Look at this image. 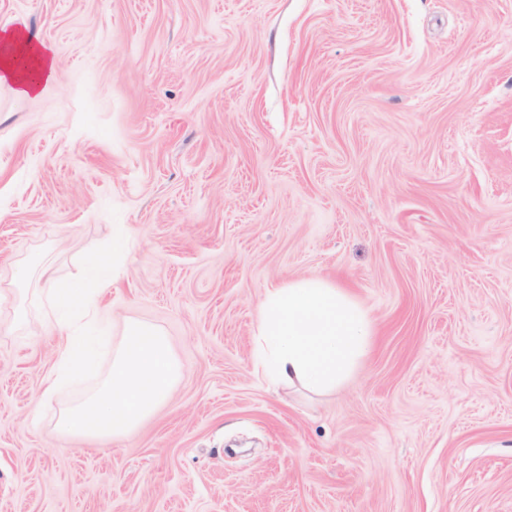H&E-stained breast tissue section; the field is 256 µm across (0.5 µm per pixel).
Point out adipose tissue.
I'll return each instance as SVG.
<instances>
[{"mask_svg": "<svg viewBox=\"0 0 512 512\" xmlns=\"http://www.w3.org/2000/svg\"><path fill=\"white\" fill-rule=\"evenodd\" d=\"M55 71L52 50L28 28L0 32V82L27 97ZM374 333L367 309L347 289L319 275L293 279L264 291L257 366L275 383L325 395L355 372Z\"/></svg>", "mask_w": 512, "mask_h": 512, "instance_id": "adipose-tissue-1", "label": "adipose tissue"}]
</instances>
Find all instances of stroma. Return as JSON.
I'll use <instances>...</instances> for the list:
<instances>
[{"label": "stroma", "instance_id": "stroma-1", "mask_svg": "<svg viewBox=\"0 0 512 512\" xmlns=\"http://www.w3.org/2000/svg\"><path fill=\"white\" fill-rule=\"evenodd\" d=\"M53 49L0 84V268L127 233L108 331L160 327L169 400L103 447L0 335V512H512V0H0ZM336 279L377 327L316 396L254 369L266 286Z\"/></svg>", "mask_w": 512, "mask_h": 512}]
</instances>
